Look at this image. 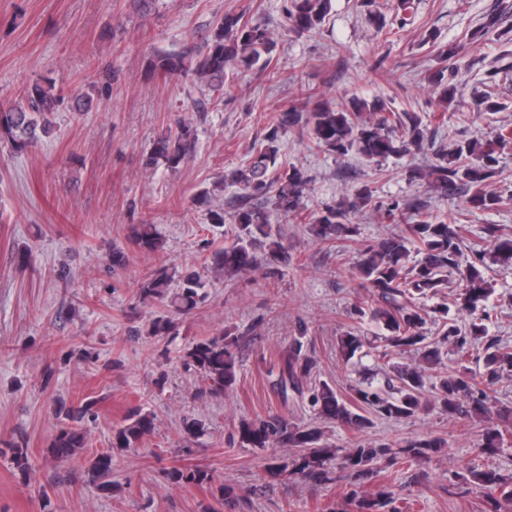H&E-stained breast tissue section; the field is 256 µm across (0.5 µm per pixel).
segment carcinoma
Segmentation results:
<instances>
[{"instance_id":"carcinoma-1","label":"carcinoma","mask_w":512,"mask_h":512,"mask_svg":"<svg viewBox=\"0 0 512 512\" xmlns=\"http://www.w3.org/2000/svg\"><path fill=\"white\" fill-rule=\"evenodd\" d=\"M328 11L329 0H289L286 21L294 31L310 33L325 22ZM273 46L267 28L244 23L238 15L226 14L204 47L188 46L178 53L155 55L149 61V70L169 76L190 74L201 87L222 98L231 93V86L224 80L227 70L239 65H257L262 56L272 53ZM438 55L445 66L437 70L431 80L441 101L446 102L456 92V85L448 79V73L455 70V54L441 47ZM63 100L52 83L35 82L28 86L19 102L0 108V139L16 154L29 151L42 137L53 132L51 115L58 111ZM476 106L491 115L500 111L493 87L476 96ZM296 125L306 130L317 147H325L338 156L355 150L372 162L422 152L428 144L427 127L417 113L395 112L379 99L369 103L355 95L351 98V111L336 112L309 95L300 106L277 113L269 123L264 145L257 149L251 161L224 174V182L241 191L243 202L232 215L236 224L234 241L213 257L216 271L235 276L259 269L263 260L284 264L292 261L269 212L251 205L250 201L265 197L276 184L274 210L284 217L301 214L307 180L298 168L278 163L282 131ZM194 143L190 126L179 120L175 129L167 130L153 142L145 167L153 168L162 162L169 168H176L190 155ZM434 156L427 171L410 170V179L426 178L443 194L462 188L467 193V204L476 210H491L503 201V196L488 183L498 163L493 148L485 149L477 141L458 139L450 134L448 144L441 145ZM371 198V190L363 186L356 190L353 199L325 207L309 217L311 233L322 242L353 241L356 227L351 223V213L369 205ZM196 202L206 208L210 223H225L224 209L211 205L209 193L197 196ZM387 216L396 224L407 225V231L374 243H361L356 248V277L359 287L370 293L371 303L356 307L355 315L362 318L368 314L390 332L388 344L381 351L382 359L414 356L429 365L442 367L433 384L436 402L450 415L482 419L478 450L492 458L499 451V424L509 423L512 408L499 410V421H494L490 416L491 392L503 375L512 372V348L488 335L487 322L491 314L483 307V302L493 293V288L485 277V270L491 264L512 263V236L503 233L496 224L486 225L481 237L483 245L475 250V260L464 264L460 236L463 210L450 209L446 217L437 220L418 203L395 202L387 208ZM131 243L146 251L160 247V240L150 224L139 225ZM410 243L417 245L420 255L412 265L409 264ZM455 281L459 282L460 291L454 294L453 306L468 312L471 319L463 327L446 319L434 320L441 325V340L429 342L421 332L426 317L416 306L415 299L434 294ZM171 282L172 276L166 270L154 272L141 284L140 299L187 315L207 297L205 281L196 271L180 275L173 292L169 291ZM150 334L174 336L176 323L168 315L157 316L151 321ZM239 340L238 336H212L193 343L179 356L181 364L194 370L204 381L202 393L216 396L232 389L237 366L234 350ZM340 343L341 351L350 359L363 347L361 337L351 329L340 337ZM446 343L461 357L478 348L476 362L482 370L475 372L463 361L458 369L448 371L443 366L442 355V345ZM303 347L301 338H294L277 364L274 386L284 398L290 389L303 394V381L314 368L313 359L303 352ZM394 372L387 381V388L356 387L349 399L327 384L315 387L308 394L309 406L320 419L357 431L372 425V414L387 419L412 417L427 403L424 373L413 363L396 365ZM90 411V402L60 408L67 424L61 427L52 445L57 459L68 461L88 447L81 422ZM153 425V415L133 409L114 430L115 447H135L153 430ZM236 434L244 448L297 449L288 462L277 463L273 469L278 473L288 470L318 484L332 481L330 474L335 469L354 486L362 479L374 477L381 460H387L391 466L397 461L390 456L388 446L363 442L340 454L322 443L319 429L279 419L244 420ZM443 446L444 439L438 436L407 440L403 445V460L424 458ZM112 465V453L107 451L91 459V470L105 495L112 494ZM166 477L175 485L202 486L212 480L207 468L192 464L170 467ZM452 477L456 482L477 488L493 507V512L501 509L503 500L512 503V483L493 467H472L454 472ZM350 499L355 512H398L390 491L367 497L352 489Z\"/></svg>"}]
</instances>
